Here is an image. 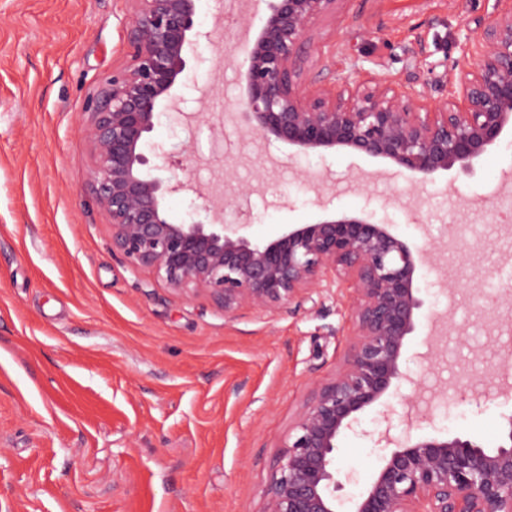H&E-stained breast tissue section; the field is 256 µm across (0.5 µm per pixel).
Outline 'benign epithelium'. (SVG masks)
Segmentation results:
<instances>
[{
    "instance_id": "obj_1",
    "label": "benign epithelium",
    "mask_w": 512,
    "mask_h": 512,
    "mask_svg": "<svg viewBox=\"0 0 512 512\" xmlns=\"http://www.w3.org/2000/svg\"><path fill=\"white\" fill-rule=\"evenodd\" d=\"M128 67L99 90L85 134L94 149L90 191L106 214L112 252L154 269L186 296H206L233 316L243 307L275 312L340 281L356 290L353 341L342 366L315 385L282 444L262 512H338L343 488L338 441L361 414L415 382L406 343L423 300L418 273L437 243L410 247L367 215L332 214L296 224L259 245L201 203L196 219L176 224L167 197L192 192L193 152L183 176L172 153L145 151L159 106L187 67L197 0H131ZM340 0H267L269 14L253 42L231 59L243 90L234 108L248 130L297 154L345 151L379 159L414 183L452 169L468 172L512 134V0L468 29L460 75L448 95L401 90L368 78L331 85L308 76L312 33L322 18L343 20ZM374 441L383 464L352 512H512V413L499 444L460 436L391 434L390 414Z\"/></svg>"
}]
</instances>
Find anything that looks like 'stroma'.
I'll use <instances>...</instances> for the list:
<instances>
[{"instance_id":"1","label":"stroma","mask_w":512,"mask_h":512,"mask_svg":"<svg viewBox=\"0 0 512 512\" xmlns=\"http://www.w3.org/2000/svg\"><path fill=\"white\" fill-rule=\"evenodd\" d=\"M489 0H345L313 51L326 81L377 77L444 97L467 29ZM130 0H0V512H262L279 448L311 389L342 365L352 341L348 283L296 309L226 317L204 296L168 288L152 269L112 252L108 220L88 191L87 102L130 62ZM245 14L235 0H200L203 36L151 135L191 145L195 179L224 197V221L265 244L333 209L371 212L408 242L456 237L419 286L426 312L445 316L439 354L408 342L420 387L403 385L396 415L416 432L463 435L495 447L504 379L486 360L512 358V139L474 173L414 184L350 154L292 155L255 141L213 108L235 100L225 61ZM458 284L449 290L448 281ZM478 295H471L470 285ZM482 399L458 398L460 386ZM339 443L351 474L345 512L380 464L377 409Z\"/></svg>"}]
</instances>
